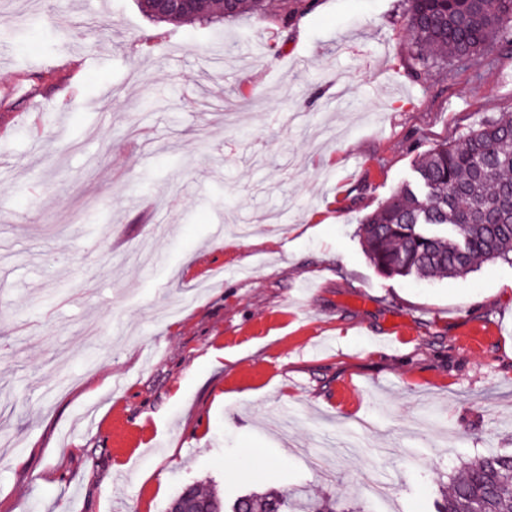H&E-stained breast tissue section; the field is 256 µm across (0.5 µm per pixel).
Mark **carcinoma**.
<instances>
[{
	"mask_svg": "<svg viewBox=\"0 0 512 512\" xmlns=\"http://www.w3.org/2000/svg\"><path fill=\"white\" fill-rule=\"evenodd\" d=\"M403 22L417 72L465 64L495 50L512 55V0H404ZM317 0H280L282 27L312 11ZM250 14L267 17L265 0H201L191 17L165 18L182 24ZM415 181L372 212L359 230L369 261L385 277L431 280L462 278L479 262L512 265V112L469 125L460 137L419 155ZM241 512H336L325 501L288 490L253 492L237 498ZM187 503L224 512L215 492L188 487ZM438 512H512V454L468 461Z\"/></svg>",
	"mask_w": 512,
	"mask_h": 512,
	"instance_id": "carcinoma-1",
	"label": "carcinoma"
}]
</instances>
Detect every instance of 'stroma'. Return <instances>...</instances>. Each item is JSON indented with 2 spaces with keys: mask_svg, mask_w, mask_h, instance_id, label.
<instances>
[{
  "mask_svg": "<svg viewBox=\"0 0 512 512\" xmlns=\"http://www.w3.org/2000/svg\"><path fill=\"white\" fill-rule=\"evenodd\" d=\"M402 11L0 0V512L196 484L436 512L512 453V266L387 278L359 237L420 154L512 110L511 56L414 76ZM198 0H149L150 8L153 13L159 16H167L171 14H180L190 12L197 6ZM196 13L191 17H173V18H155L146 13L137 0L140 11L145 16L152 18L158 22L169 24H182L194 20L211 22L213 20H224L234 18L243 14H250L259 19H265L266 5L265 0H234L233 4L228 5L227 13L224 12L221 0H200ZM319 0H280L279 10L275 16L283 28H288V22L296 14L312 11Z\"/></svg>",
  "mask_w": 512,
  "mask_h": 512,
  "instance_id": "obj_1",
  "label": "stroma"
}]
</instances>
